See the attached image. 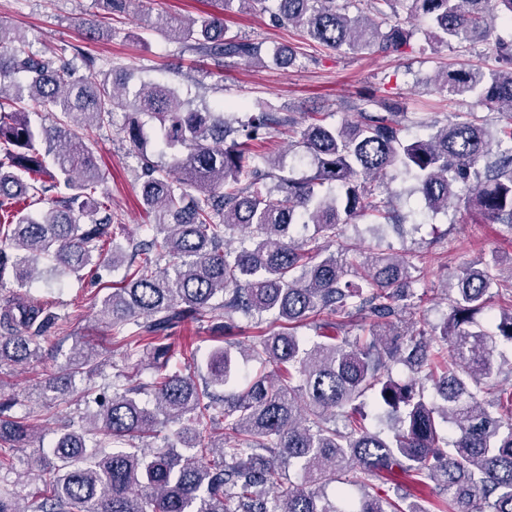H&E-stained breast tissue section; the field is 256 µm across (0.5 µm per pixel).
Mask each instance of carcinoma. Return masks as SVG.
I'll use <instances>...</instances> for the list:
<instances>
[{
  "mask_svg": "<svg viewBox=\"0 0 512 512\" xmlns=\"http://www.w3.org/2000/svg\"><path fill=\"white\" fill-rule=\"evenodd\" d=\"M105 15L135 0H98ZM186 25L167 29L217 62L236 58L286 68L296 52L233 33L224 10L270 13L336 51L400 53L413 30L394 20L398 0H214ZM357 15L350 16L349 8ZM435 48L482 38L505 68L446 69L440 92L505 114L492 131L460 112L439 127L401 136L398 102L362 97L354 122L319 117L293 130L311 157L312 173L293 179L273 163L250 160L251 142L293 126L268 107L241 123L242 140L226 142L224 107H190L176 89L143 84L129 94L108 77L72 79L52 48L33 51L0 17V281L12 274L30 287L48 269L79 273L102 262L125 268L101 300L127 374L111 394L81 391L97 409L85 420L58 421L49 453L29 458L41 488L26 499L0 487V512H512V384L499 381L512 351V307L491 308L492 289L512 294V263L493 254L462 268L447 294L448 317L431 326L420 314L416 285L423 271L404 256L354 250L337 259L330 247L359 216L392 219L389 198L371 182L398 170L416 183L432 210L464 203L512 229V0H408ZM148 113L169 163L150 160L151 137L124 127L145 170L144 208L154 234L116 244L105 177L81 131L112 123L118 109ZM51 112V120L43 113ZM21 200L42 205L15 208ZM296 224L312 225L298 241ZM241 232L235 256L228 234ZM272 313L280 329L247 351L258 368L232 370L242 329ZM222 319L224 345L203 357L178 350L173 330L185 322ZM59 319L26 294L0 306V363L23 366L51 342ZM315 331L317 339L299 335ZM150 380L137 377L142 365ZM410 375L392 377V365ZM81 342L67 370L48 382L56 397L75 378L98 369ZM441 402L425 399L424 381ZM391 424L366 426L365 400ZM0 393V447L32 448L30 415ZM455 429L453 439L443 431ZM302 475L291 480L290 470ZM399 473L436 483L448 497L427 506L407 494L382 496L375 481ZM332 482L340 505H317ZM358 486L352 500L344 486Z\"/></svg>",
  "mask_w": 512,
  "mask_h": 512,
  "instance_id": "1",
  "label": "carcinoma"
}]
</instances>
